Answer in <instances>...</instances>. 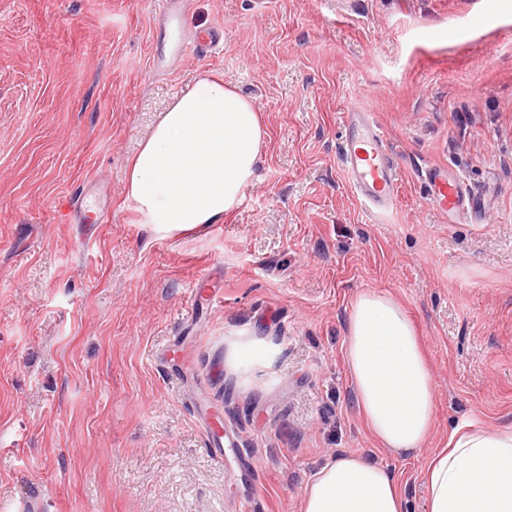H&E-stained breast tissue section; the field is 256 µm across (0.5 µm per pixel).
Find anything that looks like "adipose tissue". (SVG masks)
<instances>
[{
  "instance_id": "1",
  "label": "adipose tissue",
  "mask_w": 512,
  "mask_h": 512,
  "mask_svg": "<svg viewBox=\"0 0 512 512\" xmlns=\"http://www.w3.org/2000/svg\"><path fill=\"white\" fill-rule=\"evenodd\" d=\"M266 132L254 104L201 74L143 142L126 194L163 232L215 224L252 183ZM346 361L379 444L400 456L424 445L435 394L419 338L402 307L368 291L351 304ZM429 512H512V429L453 431L425 471ZM302 512H406L394 476L363 456L326 463L306 487Z\"/></svg>"
}]
</instances>
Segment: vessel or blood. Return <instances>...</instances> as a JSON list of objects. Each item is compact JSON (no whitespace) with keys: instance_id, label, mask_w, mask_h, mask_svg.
Masks as SVG:
<instances>
[{"instance_id":"b4317fda","label":"vessel or blood","mask_w":512,"mask_h":512,"mask_svg":"<svg viewBox=\"0 0 512 512\" xmlns=\"http://www.w3.org/2000/svg\"><path fill=\"white\" fill-rule=\"evenodd\" d=\"M157 4L169 40L166 48L152 46L150 65L153 69H164L169 58L181 56L190 50L207 53L218 48L220 27H213L205 34L186 35V14L181 0H157ZM340 118L345 131L342 156L353 191L369 211L377 215L386 213L398 198V179L397 170L386 149L385 133L370 113L350 111L341 113ZM429 181L434 207L452 218L464 213L470 195L456 174L436 169L430 172ZM71 213L77 224H106L110 221L108 213L88 210L79 199L73 200ZM219 295V289L209 287L207 278H199L197 288L190 292L187 317H194L201 302L215 303ZM202 419L210 451L216 458H224L222 417L206 410L202 413Z\"/></svg>"}]
</instances>
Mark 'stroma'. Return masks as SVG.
Listing matches in <instances>:
<instances>
[{
	"mask_svg": "<svg viewBox=\"0 0 512 512\" xmlns=\"http://www.w3.org/2000/svg\"><path fill=\"white\" fill-rule=\"evenodd\" d=\"M155 0H0V512H301L326 462L390 470L407 512L468 423L512 428V0H189L222 49L148 64ZM267 130L222 223L157 232L127 167L201 73ZM387 134L399 201L365 212L341 112ZM477 201L456 220L427 174ZM92 184L108 224L59 205ZM221 302L184 313L196 278ZM392 297L421 339L435 412L422 450L373 438L346 364L350 306ZM218 408L239 454L213 458L192 410ZM431 202L437 209L448 213L452 219L464 213L470 195L466 185L451 171L434 169L429 173Z\"/></svg>",
	"mask_w": 512,
	"mask_h": 512,
	"instance_id": "obj_1",
	"label": "stroma"
}]
</instances>
